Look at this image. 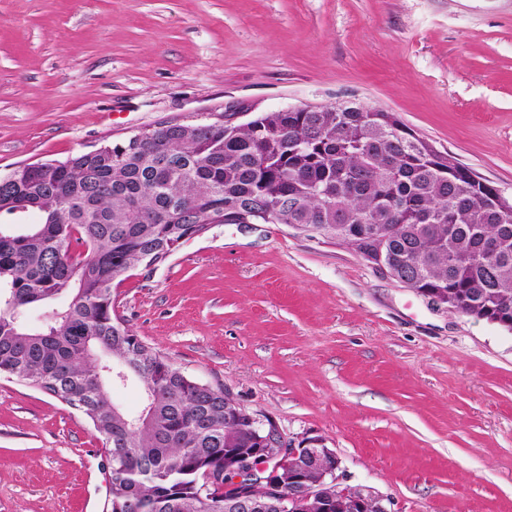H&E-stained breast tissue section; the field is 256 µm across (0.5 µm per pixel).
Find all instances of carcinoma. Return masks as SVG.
<instances>
[{
	"mask_svg": "<svg viewBox=\"0 0 512 512\" xmlns=\"http://www.w3.org/2000/svg\"><path fill=\"white\" fill-rule=\"evenodd\" d=\"M137 149L107 143L0 176V375L77 407L109 464L103 512H224V481L274 459L248 411L136 340L114 287L244 212L340 240L362 259L384 247L400 279L490 313L512 330V214L494 187L412 133L393 112L348 104L264 112L244 124L167 123ZM37 212L41 222L21 224ZM136 377L145 406L108 385ZM327 458L305 464L307 483ZM221 475L207 491L200 478ZM110 393L116 403L131 413H137L143 408L145 393L135 379H130L125 385L111 387Z\"/></svg>",
	"mask_w": 512,
	"mask_h": 512,
	"instance_id": "carcinoma-1",
	"label": "carcinoma"
}]
</instances>
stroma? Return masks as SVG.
<instances>
[{
  "label": "stroma",
  "instance_id": "35a3bbf8",
  "mask_svg": "<svg viewBox=\"0 0 512 512\" xmlns=\"http://www.w3.org/2000/svg\"><path fill=\"white\" fill-rule=\"evenodd\" d=\"M347 102L512 195V0H0V172L166 121ZM147 345L391 512H512V332L345 244L223 224L115 288ZM84 416L0 376V512H102Z\"/></svg>",
  "mask_w": 512,
  "mask_h": 512
}]
</instances>
